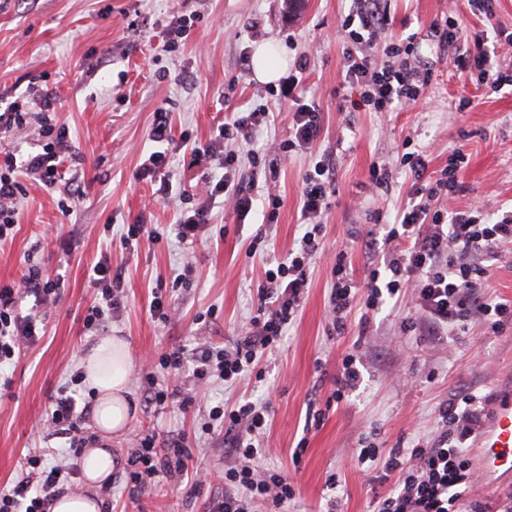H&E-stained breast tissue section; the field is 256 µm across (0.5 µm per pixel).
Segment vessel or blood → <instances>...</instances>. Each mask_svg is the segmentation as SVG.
<instances>
[{"mask_svg":"<svg viewBox=\"0 0 512 512\" xmlns=\"http://www.w3.org/2000/svg\"><path fill=\"white\" fill-rule=\"evenodd\" d=\"M479 470L495 479L512 476V391L497 394L476 448Z\"/></svg>","mask_w":512,"mask_h":512,"instance_id":"1","label":"vessel or blood"}]
</instances>
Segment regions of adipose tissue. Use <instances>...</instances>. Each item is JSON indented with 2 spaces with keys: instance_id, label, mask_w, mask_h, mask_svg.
I'll return each mask as SVG.
<instances>
[{
  "instance_id": "obj_1",
  "label": "adipose tissue",
  "mask_w": 512,
  "mask_h": 512,
  "mask_svg": "<svg viewBox=\"0 0 512 512\" xmlns=\"http://www.w3.org/2000/svg\"><path fill=\"white\" fill-rule=\"evenodd\" d=\"M86 384L94 391L92 419L99 430V446L86 449L82 468L89 486L84 494L58 496L52 512H100L101 505L91 487L110 479L116 461L108 443L122 434L131 417L127 397L131 355L127 342L119 336H107L91 346L81 359Z\"/></svg>"
}]
</instances>
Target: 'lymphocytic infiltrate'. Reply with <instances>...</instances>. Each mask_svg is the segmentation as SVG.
Segmentation results:
<instances>
[{"mask_svg": "<svg viewBox=\"0 0 512 512\" xmlns=\"http://www.w3.org/2000/svg\"><path fill=\"white\" fill-rule=\"evenodd\" d=\"M389 26L387 0H352V7L341 22L346 47L343 52L342 84L356 93L353 105L371 112H391L399 106L420 101L432 79V69L423 44L454 47V66L466 71L472 82L490 92L512 87V69L497 61L496 49L512 47V31L497 30L494 40L476 37L472 46L460 43V20L456 14L430 23L425 36L410 34L392 37L385 44V61H376L369 48ZM287 108L292 127L277 152L284 157L310 149L322 129L318 105L304 96L303 78L288 75L273 104H258L250 111L235 112L219 125L210 142L194 150L197 160L218 163L223 179L211 185L206 200L181 211L171 232L179 243L202 238L210 218L213 198L223 197L237 214L246 218L253 205V186L240 184L236 172L241 158L258 167L259 153L254 143L266 125L271 105ZM41 152L24 161L6 158L0 166V239L12 233L16 224V202L22 193L19 174L37 176L45 187L57 183L59 167L69 152L66 129L45 123ZM400 157L408 169L412 185L406 204L389 225L386 237L394 241L384 271H372L366 284V308L385 299L413 291L422 317L437 333L449 334L469 326L492 331L502 328L512 316V305L494 302L481 292L489 278L481 264L498 243L512 240V210L490 221L477 205L465 210L447 208V201L458 193L467 166L462 150H454L448 163L430 173L425 151L404 140ZM333 166L329 160L316 161L303 178L300 197L302 236L286 258L267 261L264 279L256 289L249 325L236 337L231 348L198 347L192 359L182 349H174L159 360L165 370L179 371L192 364L193 377L200 383L219 378L234 384L250 376L265 356L279 346L282 336L296 320L309 286V268L322 253L324 215L333 193ZM332 287L328 301L333 332L344 333L357 288L347 271V255L338 252L330 259ZM97 294L84 318L86 329L97 328L106 314L120 310L123 286L108 257H101L92 268ZM58 278L41 269L12 284L0 285V365L11 362L21 344L33 341L39 332L34 315H20V299L33 298L35 306L48 305L58 296ZM474 393H466L443 403L438 411L441 431L431 441H417L406 448H382L375 437L362 438L354 452L358 465L382 469L393 484L373 499L372 512H488L485 504L470 500L469 492L478 475L469 453L471 441L482 424V410ZM271 412L269 400L222 403L209 411L211 421L224 430V446L232 464L217 477L224 484L223 494L207 503V512H253L254 504H264L266 512H282L298 492L287 473L262 465L263 448L259 439ZM83 416L77 400L60 390L51 403L44 424L69 436L70 451L54 455L40 450L26 458L24 476L12 491L0 494V512H50L61 483L74 477V458L88 442L81 427ZM190 453L184 435L157 432L140 437L125 462L126 485L130 491H143L163 473H191L193 487L205 486L209 473L189 470Z\"/></svg>", "mask_w": 512, "mask_h": 512, "instance_id": "obj_1", "label": "lymphocytic infiltrate"}]
</instances>
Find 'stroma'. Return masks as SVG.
Masks as SVG:
<instances>
[{
	"label": "stroma",
	"mask_w": 512,
	"mask_h": 512,
	"mask_svg": "<svg viewBox=\"0 0 512 512\" xmlns=\"http://www.w3.org/2000/svg\"><path fill=\"white\" fill-rule=\"evenodd\" d=\"M389 3L392 36L425 30L451 9L468 39L492 25L512 29V0H497L490 21L472 15L467 0ZM350 6L351 0H302L296 7L289 0H0V98L17 102L28 114L22 126L0 132V161L40 152L48 119L68 129L74 151L54 188L23 179L18 222L0 241V284L18 280L32 267L63 279L59 300L42 311L44 336L14 364L0 368V493L22 477L30 449L68 450V438L37 430L35 423L102 335L121 336L129 344V396L136 405L125 431L111 441L119 461L110 482L111 512H204L210 488L194 492L176 477L160 475L151 488L130 493L123 460L138 437L175 431L185 435L192 465L221 470L224 434L206 430L210 408L269 389L274 395L261 438L265 461L295 470L300 489L285 512H322L331 474L343 512H369L380 487L372 472L351 460L362 435L377 434L388 449L433 439L440 432L438 407L451 395L472 391L488 405L498 381L512 376V319L497 333L477 326L437 338L427 335L413 293L374 311L364 307L368 275L389 249L385 225L406 202L412 184L396 162L395 148L405 137L424 147L434 170L447 164L454 150L467 154L463 184L450 208L478 202L493 217L512 209V88L486 93L453 67L450 55L427 45L423 52L434 77L423 100L391 112L355 111L349 124H340L344 89L338 30ZM190 14L195 17L191 36L167 51L169 25ZM263 44L287 59V72L307 61L304 87L322 112L321 134L311 150L294 154L268 175L269 187L258 190L246 222L215 203L205 237L180 244L168 235L180 216V198L204 199L206 176L223 174L213 165L193 166L190 145L209 142L227 107L244 110L256 104L260 82L252 55ZM35 83L56 97L51 117H44L39 101L27 94ZM463 97L472 101L464 110L458 107ZM160 112L172 129L165 168L171 192L164 200L157 182L140 174L145 159L158 149L148 133ZM322 154L336 160L325 255L310 267L309 291L296 322L264 361V380L246 378L231 386L213 381L186 410L175 403L148 406L144 398L152 361L179 347L188 353L204 344L224 348L246 329L265 267L261 258H247L246 249L250 236L266 224L264 197L272 191L282 199L274 224H268L269 254L281 258L304 231L302 179ZM375 162L387 164L393 174L391 192L380 199L369 182ZM80 172L85 193L62 209L59 202ZM140 218L165 238L131 253L122 248L120 236L124 225ZM367 235L377 240L371 254L358 243ZM65 239L75 245L72 254L60 247ZM339 250L347 253L358 293L345 332L332 336L326 258ZM104 255L122 272L124 304L95 333L84 326L95 298L88 273ZM485 263L490 270L486 295L512 301V242L499 243ZM181 272L186 279L173 294L175 313L162 323L149 311L152 290ZM211 307L217 312L212 319L206 316ZM406 319L412 329H403ZM350 354L361 362L362 384L336 402L333 380ZM300 443L305 451L296 464L292 455Z\"/></svg>",
	"instance_id": "1"
}]
</instances>
